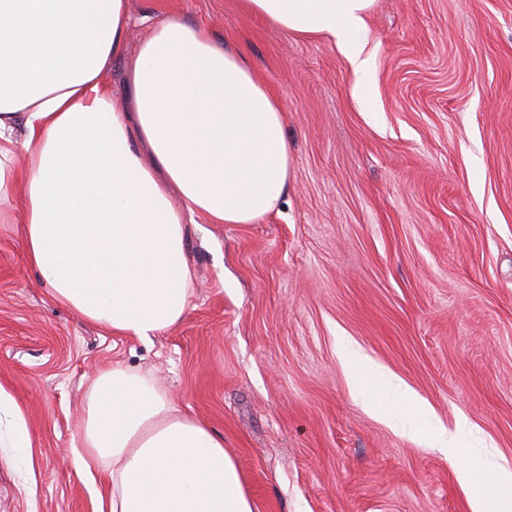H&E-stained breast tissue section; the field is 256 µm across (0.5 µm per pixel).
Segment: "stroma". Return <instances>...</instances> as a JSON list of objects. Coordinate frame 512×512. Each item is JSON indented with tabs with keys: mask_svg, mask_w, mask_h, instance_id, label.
<instances>
[{
	"mask_svg": "<svg viewBox=\"0 0 512 512\" xmlns=\"http://www.w3.org/2000/svg\"><path fill=\"white\" fill-rule=\"evenodd\" d=\"M129 10L126 60L171 12L246 55L287 113L293 178L258 223L187 218L190 307L148 342L52 302L0 223V386L32 442L0 446V512H98L109 470L73 453L115 363L223 438L255 512H469L447 455L352 394L339 341L512 464V0H376L371 112L329 36L242 0Z\"/></svg>",
	"mask_w": 512,
	"mask_h": 512,
	"instance_id": "1",
	"label": "stroma"
}]
</instances>
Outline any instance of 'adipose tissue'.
<instances>
[{
	"label": "adipose tissue",
	"mask_w": 512,
	"mask_h": 512,
	"mask_svg": "<svg viewBox=\"0 0 512 512\" xmlns=\"http://www.w3.org/2000/svg\"><path fill=\"white\" fill-rule=\"evenodd\" d=\"M375 0H244L286 31L331 37L370 107L367 18ZM127 0H0V223L21 209L23 263L85 322L142 341L178 325L193 272L184 213L253 224L273 212L293 170L286 114L264 79L205 28L171 14L153 25L115 98ZM26 164L17 167L18 154ZM183 206L175 208L170 198ZM353 394L427 423L456 468L471 512H512V468L479 487L466 456L489 457L467 422H433L397 377L340 347ZM76 467L111 465L109 512H254L236 459L154 379L121 365L87 389Z\"/></svg>",
	"instance_id": "ef3b65f1"
}]
</instances>
